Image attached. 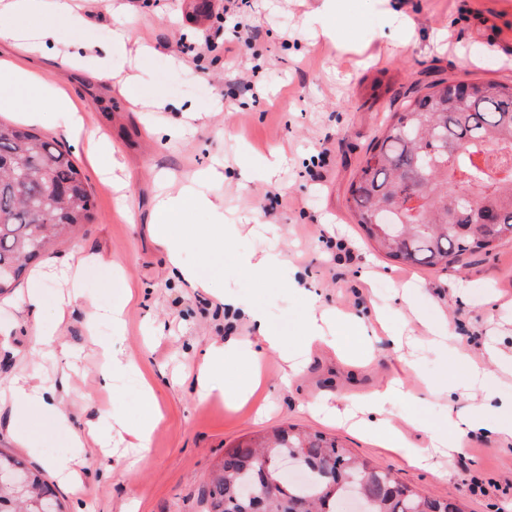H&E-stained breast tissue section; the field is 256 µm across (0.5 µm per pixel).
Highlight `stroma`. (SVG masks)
I'll return each mask as SVG.
<instances>
[{
    "label": "stroma",
    "mask_w": 512,
    "mask_h": 512,
    "mask_svg": "<svg viewBox=\"0 0 512 512\" xmlns=\"http://www.w3.org/2000/svg\"><path fill=\"white\" fill-rule=\"evenodd\" d=\"M118 15L96 17L77 28L56 29L53 59H34L40 75L55 81L85 113L89 126L112 141L126 163L123 173L140 208L129 220L117 195L99 179L83 143L69 137L55 118L39 132L68 150L92 191L93 220L57 244L50 260L95 253L99 264L84 269L81 292L72 303L58 340L39 342L40 326L55 320L57 290L43 287L40 317L23 308L18 292L0 296V387L18 371L35 380H57L70 373L64 399L65 420L34 417L42 438L62 432L83 433L107 411L138 424L144 411L132 386L119 381L117 395L98 386V341L112 339L131 353L146 377L160 380L163 419L150 441V466L127 476L101 449L80 453V485L60 484L40 448L24 445L8 403H0V451L53 483L63 512H204L200 488L226 448L275 427L297 425L336 438L354 455L391 470L403 483L435 497L455 501L461 512H512V445L482 435L467 441V468L455 458L436 469H418L390 449L311 410L309 401L326 393L359 396L403 373L408 386L424 391L441 376L459 380L463 372L448 365L424 343V325L447 318L452 348L481 359L485 345L512 351V241L491 254L463 256L453 267L407 265L378 252L355 224L349 186L360 162L385 129L388 113L422 95L441 79L480 82L512 80V0H407L415 21L413 39L381 11L377 0H339L326 18L337 45L316 38L303 20L317 0H249L248 22L255 33L237 43L234 67H226L229 38L218 33L214 12L224 0H205L207 14L193 16L191 0H124ZM126 27L151 43L154 53L131 61L119 48L112 69L133 72L125 91L101 84L99 48L109 45L112 29ZM214 36L218 47L195 60L182 47L183 36ZM79 43L93 44L78 68L66 69L59 54ZM262 83L264 98L253 102L246 81ZM206 113L188 133L168 137L185 108ZM287 156L269 181L244 180L263 156L276 148ZM224 165L223 182L206 191L222 206L227 223L255 215L259 229L225 243L223 251L203 256L190 247L185 259L247 301L261 306L283 338L281 352L262 363L261 384L237 410L219 398H196L194 370L212 339L246 336V323L225 324L218 301L207 292L182 287L165 266L160 245L148 235L153 174L180 176L214 162ZM351 246L350 257L327 249L326 233ZM277 248L287 266L259 281L240 270L239 255ZM306 273L323 301L347 313L367 314L371 304L385 306L392 324H405L416 348L418 370L406 373L385 333H377L365 358L342 361L327 348L313 349L306 372L286 382L285 352L300 342L305 300L288 284L293 271ZM412 290L411 305L395 296L398 285ZM124 305L126 330H89L91 308ZM166 324L153 336L154 321Z\"/></svg>",
    "instance_id": "stroma-1"
}]
</instances>
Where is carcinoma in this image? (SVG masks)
<instances>
[{"mask_svg":"<svg viewBox=\"0 0 512 512\" xmlns=\"http://www.w3.org/2000/svg\"><path fill=\"white\" fill-rule=\"evenodd\" d=\"M476 198L475 219L462 211L459 191ZM351 211L367 238L388 257L449 268L467 254H490L512 241V82L439 80L390 116L349 187ZM419 194L415 211L389 210L392 199ZM91 193L70 153L15 123L0 121V294L17 288L27 265L92 220ZM260 458L304 474L270 493L276 479ZM21 474L25 491L0 488V512H24L26 502H58L53 490L0 452V473ZM364 512H460L397 480L389 470L355 457L338 440L291 425L241 442L202 487L207 512H247L245 498H265V512H345L359 493Z\"/></svg>","mask_w":512,"mask_h":512,"instance_id":"carcinoma-1","label":"carcinoma"}]
</instances>
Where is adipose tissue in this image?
Wrapping results in <instances>:
<instances>
[{"label": "adipose tissue", "instance_id": "obj_1", "mask_svg": "<svg viewBox=\"0 0 512 512\" xmlns=\"http://www.w3.org/2000/svg\"><path fill=\"white\" fill-rule=\"evenodd\" d=\"M82 17L72 7V0H0V43L17 47L21 54H44L55 41L56 25L66 22L80 24ZM53 111L59 122L76 137L85 139L94 154L107 156L111 168H123L109 141L98 137L95 130L86 128L81 112L69 96L56 83L41 77L29 68L10 59L0 61V111L17 113L19 120L29 125L45 122L46 111ZM221 164H213L198 170L192 180L178 192L160 191L156 195L153 211L152 235L163 245L170 266L191 288L213 291L217 300L224 304L228 323L245 320L252 328L249 336H229L221 341L209 342L202 350L196 377L195 389L198 399L205 400L219 395L225 406L237 408L252 397L258 382L242 377L237 383L225 386L216 382L224 371L252 366L270 352L279 351L282 338L271 328L266 313L258 306L248 303L235 293L214 289L212 283L203 279L197 266L187 264L184 254L190 238L180 223L186 205L211 214L213 221L201 231V242L205 253L223 249L227 240L241 231L240 225L224 221V211L206 193V186L222 180ZM99 257L90 254L79 259L70 258L52 264L49 270H35L30 286L22 298L23 306L31 314H39L42 305L40 284L43 280H57L63 292L58 299L57 316L65 318L68 305L78 295V277L82 268L98 262ZM307 313L302 324V354L293 361L292 374H299L308 361L307 352L316 346L332 349L339 356H347L351 348L332 330L336 319L335 309L324 307L320 295L314 289H304ZM486 366L470 365L464 383L440 380L433 389L434 396L448 402L449 430L430 429L417 424L422 432L421 441L412 440L408 433L394 424L393 417L398 404L406 402L420 404L421 398L407 387L401 377L395 376L369 394L353 398L337 399L335 404L319 400L320 410L338 419L357 417L356 428L362 435L380 440L384 447L400 455L413 468H428L433 464L431 449L448 448L460 454L465 450L463 439L467 435L484 432L493 434L501 443L512 444V394L503 395L488 388L487 382L492 368H512V355H505L497 346L485 349ZM476 388L480 391L478 409L461 411L456 409V395L461 388ZM15 420L27 423L33 414L42 418L59 420L64 409L58 399L55 385L33 382L26 373H18L9 382L5 392ZM138 395L146 411L145 418L137 425L127 427L133 438L135 454L128 460L126 470L135 474L151 464L148 444L152 432L161 418L158 396L154 387L141 383Z\"/></svg>", "mask_w": 512, "mask_h": 512}]
</instances>
